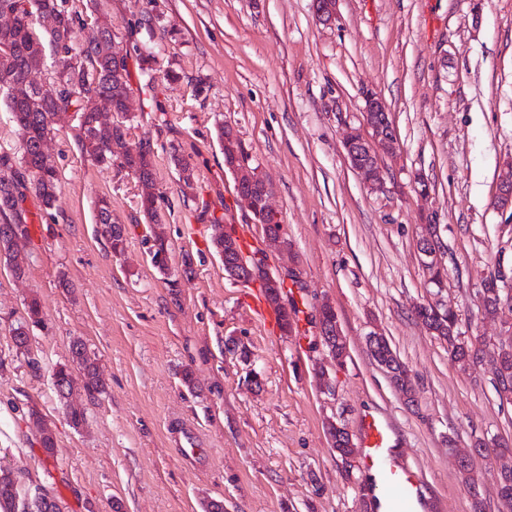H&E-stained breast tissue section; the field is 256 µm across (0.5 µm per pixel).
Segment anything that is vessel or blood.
Here are the masks:
<instances>
[{
    "instance_id": "b4317fda",
    "label": "vessel or blood",
    "mask_w": 512,
    "mask_h": 512,
    "mask_svg": "<svg viewBox=\"0 0 512 512\" xmlns=\"http://www.w3.org/2000/svg\"><path fill=\"white\" fill-rule=\"evenodd\" d=\"M388 426L378 414L364 413L358 430L359 469L363 476L373 478L375 492L385 505L386 512H416L420 490L408 469L393 466L386 431ZM175 442L184 455L193 456L199 448V437L186 424L174 427Z\"/></svg>"
}]
</instances>
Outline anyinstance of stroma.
Masks as SVG:
<instances>
[{
    "mask_svg": "<svg viewBox=\"0 0 512 512\" xmlns=\"http://www.w3.org/2000/svg\"><path fill=\"white\" fill-rule=\"evenodd\" d=\"M71 5L106 17L127 56L137 115L130 142L154 153L170 273L150 261L137 180L81 153L75 115L59 113L45 146L60 174L57 207L39 215L28 195L37 218L20 255L25 277L0 262V469L23 491L57 497L62 512H116V502L117 512H206L213 500L224 512H365L358 460L337 458L324 424L335 418L354 437L370 411L389 425L396 464L419 478V512H473L477 498L486 512H511L497 497L494 459L474 461L481 480L472 489L458 458L478 440L512 441V404L500 402L488 369L452 361L415 308L432 299L417 249L431 210L448 269L442 299L472 335L508 339L485 317L480 293L497 267H512V211L494 204L512 160V0H340L332 24L317 18L314 0ZM141 23L152 35L129 41L128 28ZM147 52L158 69L174 65L179 80L146 89L139 56ZM369 90L388 105L403 148L376 192L341 145ZM221 124L237 131L273 190L289 245L269 253L267 268L299 276L307 342L266 326L252 306L257 282L227 280L211 247L215 219L263 244L224 168ZM175 154L193 168L197 200L182 193ZM418 174L430 182L425 202L412 189ZM104 197L127 231L120 255L97 222ZM33 298L43 322L20 350L12 330ZM325 299L348 347L330 373L331 395L314 375L327 357L316 324ZM372 332L412 371L414 406L370 357ZM233 336L248 344L251 366L226 350ZM77 340L108 384L93 398L76 389L86 415L78 430L52 384ZM187 368L190 389L181 383ZM251 372L260 387L248 384ZM32 407L55 431V463L27 422ZM174 420L195 429L204 458L184 459L172 445Z\"/></svg>",
    "mask_w": 512,
    "mask_h": 512,
    "instance_id": "35a3bbf8",
    "label": "stroma"
}]
</instances>
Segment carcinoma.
I'll use <instances>...</instances> for the list:
<instances>
[{
	"label": "carcinoma",
	"instance_id": "obj_1",
	"mask_svg": "<svg viewBox=\"0 0 512 512\" xmlns=\"http://www.w3.org/2000/svg\"><path fill=\"white\" fill-rule=\"evenodd\" d=\"M69 0H11L12 12L0 10V17L6 16L9 22L0 24V42L12 45L13 54L5 60L0 58V103L5 105L21 136V157L18 162L7 155L0 156V168L9 171L0 176V240L6 241L4 261L12 268L14 275L22 278L26 274L24 266L17 258L29 238V212L22 206L28 194L32 193L40 202V210L46 212L55 207L59 192V175L54 163L41 149L45 131L52 127L53 118L60 112H74L84 115L85 123L78 125L76 142L81 151L96 164L106 167L116 166L127 169L146 186L154 185L153 153L148 146H134L128 139V131L136 115H131L120 124L111 128L91 127L97 102L106 99L112 102L116 111L126 110L131 94L129 71L125 57H116L112 50V31L103 27L89 34L84 48L74 47L72 38L76 29L85 28L82 15L68 6ZM44 14L55 19V28L43 38V46L50 48L56 58L55 89L40 95L32 89L33 74L42 66L44 53L34 46V22ZM82 55L87 68L71 70L68 68L69 55ZM226 127L219 126L217 137L224 153V166H233L242 162L246 149L239 136H228ZM174 166L186 173L183 178V194L197 199L193 173L189 164L177 155L172 156ZM140 214L144 223L152 225L153 248L155 253L168 248L163 230L162 216L156 200L146 199L140 202ZM98 223L106 236L112 252L122 254L125 250V227L112 223L110 203L102 199L97 203ZM265 237L277 245H288L281 234V224L272 217L265 228ZM214 251L224 255L225 262L237 266L250 280L260 281L267 301L278 314L280 328H291L297 310L281 304L285 281L272 285L266 271L267 255L264 250L255 248L252 257L243 256L239 239L224 237V227L214 222V234L211 239ZM43 321L39 301L31 299L27 305L25 323L13 330L16 348L28 346L30 328ZM437 323V338L448 342L450 357L463 364L484 366L492 375L507 373V378L498 381L496 393H512V348L495 349L479 336H467L462 329L461 319L455 311H448L443 319H433ZM369 352L374 360L391 361L395 368L403 362L391 348L386 337L377 335L368 341ZM71 364L57 366L53 372V386L58 398H64V392L72 389L71 365H76L83 373V388L90 396L106 392L107 384L103 379L96 355L91 353L85 343L75 341L71 348ZM28 420L38 431L36 437L45 459L55 460L57 452L56 435L45 417L37 410L28 411ZM500 461L497 470L498 495L501 500L512 506V448L502 444L493 452ZM0 512H62L58 500L42 495L32 500L21 498L19 487L0 478Z\"/></svg>",
	"mask_w": 512,
	"mask_h": 512
}]
</instances>
